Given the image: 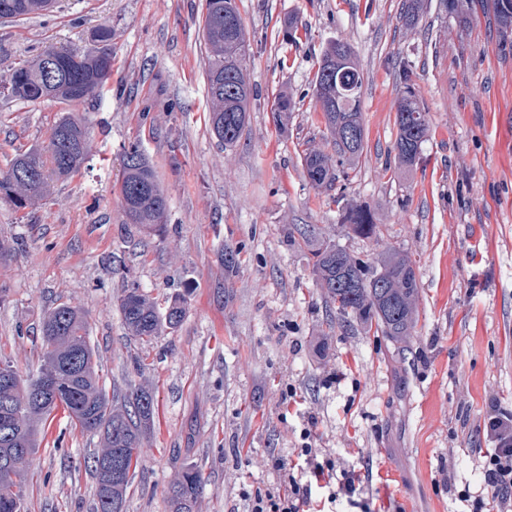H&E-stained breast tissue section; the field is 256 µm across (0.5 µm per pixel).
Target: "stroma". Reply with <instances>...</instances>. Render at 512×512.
Masks as SVG:
<instances>
[{"instance_id": "obj_1", "label": "stroma", "mask_w": 512, "mask_h": 512, "mask_svg": "<svg viewBox=\"0 0 512 512\" xmlns=\"http://www.w3.org/2000/svg\"><path fill=\"white\" fill-rule=\"evenodd\" d=\"M248 32L254 95L239 141H218L203 37L206 0H57L46 15L0 20V171L42 150L62 117L89 134V158L23 208L0 199V355L35 372L33 339L49 308L87 315L105 385L149 386L157 405L123 512H169L187 467L205 487L198 512H248L282 484L275 460L315 448L361 489L325 512H469L490 407L512 413V29L481 9L451 14L423 0H235ZM297 23L295 38L285 34ZM112 30L103 92L66 104L16 100L13 69L48 47L89 51ZM351 44L363 77L364 150L344 195L314 189L303 152H331L313 77L326 47ZM412 87L430 131L413 167L395 157L397 102ZM287 129L274 119L281 96ZM139 143L168 200L158 230L127 223L125 147ZM376 214L372 238L346 234L342 203ZM309 225L350 254L386 247L415 263L417 333L407 350L359 326L328 325L305 251L288 229ZM236 254L226 268L225 252ZM139 286L181 324L132 339L118 299ZM23 512H94L88 459L96 435L63 411L44 426Z\"/></svg>"}]
</instances>
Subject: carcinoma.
<instances>
[{"mask_svg": "<svg viewBox=\"0 0 512 512\" xmlns=\"http://www.w3.org/2000/svg\"><path fill=\"white\" fill-rule=\"evenodd\" d=\"M206 2L204 37L212 51L207 69L210 123L217 139L232 146L248 123L253 96L244 66L246 30L235 0ZM53 6L54 0H0V16L42 15ZM494 14L501 29L512 28V0H496ZM94 41L95 48L87 53L48 48L16 68L10 95L26 102L57 98L79 103L102 89L112 77V30H99ZM50 53L56 57V72L49 79L43 73V61ZM362 86L351 45L332 43L320 59L314 94L335 156L311 149L303 157L306 177L317 189L335 188L340 168L353 164L363 153ZM396 125L398 162L413 166L428 137L429 123L409 86L398 100ZM87 156V130L80 120L67 116L53 127L44 152L21 154L0 174V196L18 208L25 207L44 196L51 177L78 172ZM28 168L36 169V178L19 180L17 173ZM120 199L128 223L146 228L162 223L167 196L152 164L136 145L124 152ZM341 227L354 236L370 238L377 224L368 206L348 204L342 208ZM294 231L298 244L311 255L313 274L336 324L373 328L400 347L411 342L419 320V287L408 255L390 248L373 265L313 230L296 226ZM119 308L128 334L139 342L151 341L165 326L177 327L185 316L180 303L160 313L138 288L124 291ZM40 339V364L25 379L7 357L0 358V368L9 373L7 379L0 377V512H22L30 461L45 422L60 406L75 425L101 437L102 447L90 457L97 483V512H123L153 416L155 394L147 387L124 394L115 388L106 391L100 383L86 316L76 306L62 303L49 310L43 317ZM204 486L200 470L184 469L167 492L170 512H196Z\"/></svg>", "mask_w": 512, "mask_h": 512, "instance_id": "carcinoma-1", "label": "carcinoma"}]
</instances>
